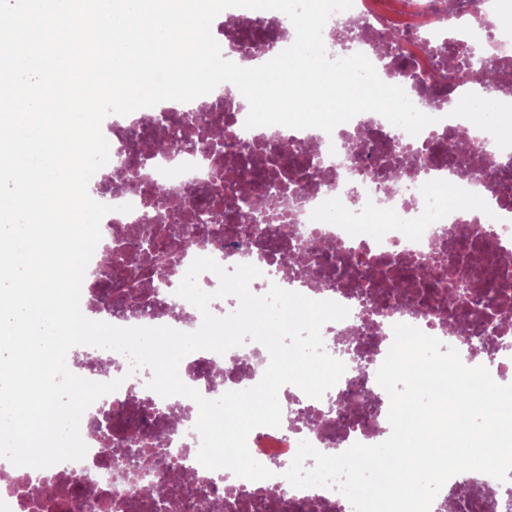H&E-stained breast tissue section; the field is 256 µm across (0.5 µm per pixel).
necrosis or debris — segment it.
Here are the masks:
<instances>
[{
  "mask_svg": "<svg viewBox=\"0 0 512 512\" xmlns=\"http://www.w3.org/2000/svg\"><path fill=\"white\" fill-rule=\"evenodd\" d=\"M475 14L482 16L483 25L473 32L472 41L483 47L495 73L494 81L482 87L496 105L492 112L452 110L451 102L464 93L454 87L437 94L436 59L420 41L421 34L442 33ZM284 19L278 11L225 10L224 40L237 48L233 62L269 60L290 46L293 38ZM391 33L401 39L397 50L387 54L381 40ZM323 41L332 59L365 54L379 77L402 86L419 110L434 117V124L412 136L381 115L364 112L330 134L279 125L248 129L247 110L226 84L221 93L205 95L195 106L207 116L195 132L197 145L205 146L216 132H224L222 157L178 153L165 163L146 149L156 131L157 114H164L168 129L183 124L188 111L174 105L116 115L107 126L112 155L122 156L143 176L131 190L113 184L106 198L111 210L101 221L103 237L119 245L134 241L136 233L160 228L156 182L189 183L195 187L193 196L172 216L174 223L187 225L201 249L185 252L175 267L165 250L112 268L93 255L81 289L87 310L111 298L128 305L124 315L113 317V325L153 326L163 321L181 331L196 330L201 315L177 296L176 289L199 253L228 269L241 263L258 267L262 275L251 284L255 294L266 293L274 283L350 310L345 320L323 328L327 353L346 365L338 383L319 400L284 386L279 393L281 426H262L249 434L251 455L272 472L271 478L259 481L200 464L195 403L149 390L150 370L128 374L127 359L114 351L83 359L77 350L68 352V368L85 378L121 379L119 389L109 395L114 415L138 426L145 410L151 409L156 426L175 421V429L164 438L155 439L148 430L143 440L148 447L166 448L169 457L190 472L197 488L204 490L210 512H353L338 491L297 489L284 473L301 440L335 455L357 442L374 445L388 438L389 397L376 373L392 344L394 324L416 326L456 348L464 363H489L497 383L512 384V165L493 168L485 163L489 157L512 158V140L499 136L502 126L512 124V0H353L346 13L330 18ZM457 132L479 142L480 152H449L448 138ZM287 144L294 146V154L284 153ZM227 164L241 179L224 184L223 224L197 223L196 208L210 192L212 174ZM272 164L279 171L280 192L299 197L300 203L278 208L270 234L250 237L248 247H239L246 236L245 222L236 217L240 187L248 185L256 200L269 199L262 174ZM460 197L477 198L479 208L453 206V199ZM123 204L131 205V212H120ZM465 228L475 230L476 237L473 246L464 249L459 237ZM301 253L305 263L285 269L284 258ZM391 263L410 272L401 288L387 286ZM423 268L428 271L424 278L419 275ZM460 287L483 303V317L493 327L487 345L474 336H461L464 316L446 306ZM268 362L266 349L250 342L223 355L193 352L181 366L187 385L215 399L257 384ZM343 393L351 395L354 406L346 419L336 405ZM101 424L96 408H88L80 429L88 447L83 460L34 473L0 458V476L5 479L0 512H196L187 484L174 487L165 500L155 497L164 473L158 460L116 464L102 443ZM44 478L53 484L54 495L39 499L34 490ZM262 488L275 489V496L255 498ZM430 512H512V507L501 494L499 480L468 471L446 481Z\"/></svg>",
  "mask_w": 512,
  "mask_h": 512,
  "instance_id": "necrosis-or-debris-1",
  "label": "necrosis or debris"
}]
</instances>
